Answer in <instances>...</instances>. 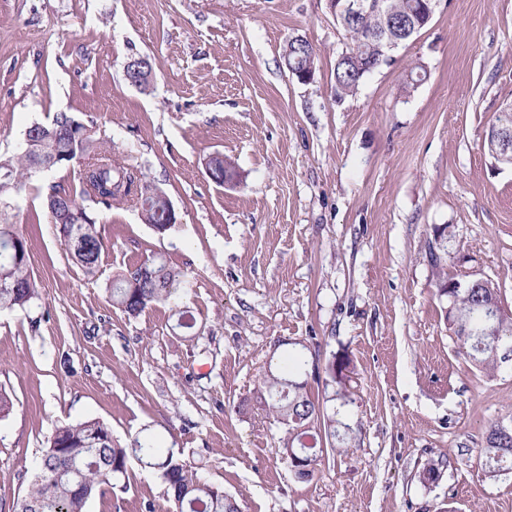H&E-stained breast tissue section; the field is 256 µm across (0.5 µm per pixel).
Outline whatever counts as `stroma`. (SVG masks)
<instances>
[{
	"label": "stroma",
	"mask_w": 512,
	"mask_h": 512,
	"mask_svg": "<svg viewBox=\"0 0 512 512\" xmlns=\"http://www.w3.org/2000/svg\"><path fill=\"white\" fill-rule=\"evenodd\" d=\"M306 38L302 83L281 62ZM347 38L326 0H0V156L57 112L96 121L115 159L159 183L165 237L134 204L91 212L110 242L88 278L43 201L68 171L29 181L12 211L41 295L0 312V503L27 492L56 426L96 418L119 441L177 443L241 512H512V474L478 466L489 422L512 415V372L487 381L458 355L428 246L452 274L495 280L512 307V168L483 147L512 104V0H440L431 23L336 101ZM148 56L152 80L124 77ZM426 79L404 91L410 68ZM234 161V185L207 162ZM187 298L132 317L113 275L152 254ZM194 328L179 327L180 311ZM347 350L356 446L297 480L282 431L250 404L277 341ZM441 460L435 482L424 464ZM126 491L87 512H169L159 474L130 462Z\"/></svg>",
	"instance_id": "1"
}]
</instances>
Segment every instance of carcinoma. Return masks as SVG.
Listing matches in <instances>:
<instances>
[{"label": "carcinoma", "mask_w": 512, "mask_h": 512, "mask_svg": "<svg viewBox=\"0 0 512 512\" xmlns=\"http://www.w3.org/2000/svg\"><path fill=\"white\" fill-rule=\"evenodd\" d=\"M426 0H384L385 13L370 12L361 26L343 28L348 44L336 59L334 96L343 100L357 93L370 74L366 65L381 55V41L369 37L384 30L387 19L413 24L419 34L431 21L423 11ZM287 70L315 71L316 51L302 42L295 53L283 52ZM97 126L78 121L67 112L31 124L25 133L24 150L17 156L0 157V311H25L40 297V285L29 267L28 241L23 228L2 218L5 209L26 187L27 180L45 169H68L81 157L89 162L74 172L77 184L51 186L45 204L50 223L84 274L93 277L108 246L101 227L87 204L107 208L130 197L136 199L142 220L165 237L171 224H154L165 191L155 182L124 167L112 155L102 153ZM45 160L49 167L41 166ZM212 178L222 184L235 177L229 160L210 161ZM436 291L446 302L444 320L455 339L457 353L486 379L494 380L512 366L503 363L501 347L512 345V319H500L493 304L498 288H447L448 270L433 254ZM184 274L152 256L126 268L107 288L112 306L129 316L167 302L179 294ZM282 358L270 356L253 392L256 405L284 431L277 453L288 462L296 478L307 480L321 462L352 447L358 424L343 414L353 403L351 359L340 358L320 365L319 349L303 343ZM323 380L324 396H314L308 378ZM485 476L512 473V418L488 424L485 444L478 449ZM142 469L160 474L172 512H241L237 499L218 485L201 481L176 444L162 446L150 434L137 433L125 444L113 439L101 421L88 419L55 428L48 439L34 479L25 496L13 501L12 512H87L88 502L108 490L125 489L122 483L130 460Z\"/></svg>", "instance_id": "1"}]
</instances>
